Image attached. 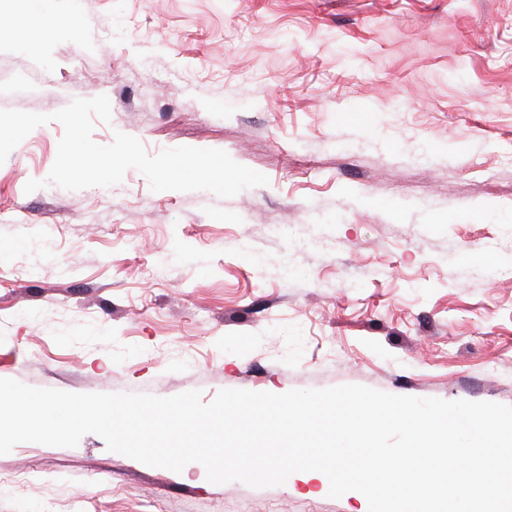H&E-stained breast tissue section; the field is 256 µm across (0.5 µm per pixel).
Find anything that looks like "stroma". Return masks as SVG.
<instances>
[{"label": "stroma", "instance_id": "stroma-1", "mask_svg": "<svg viewBox=\"0 0 512 512\" xmlns=\"http://www.w3.org/2000/svg\"><path fill=\"white\" fill-rule=\"evenodd\" d=\"M99 95L98 144L221 149L268 182L154 192L131 169L107 195L28 194L63 133L34 129L0 164V378L512 405V0H82L74 33L0 0V109ZM359 507L94 434L0 455V512Z\"/></svg>", "mask_w": 512, "mask_h": 512}]
</instances>
